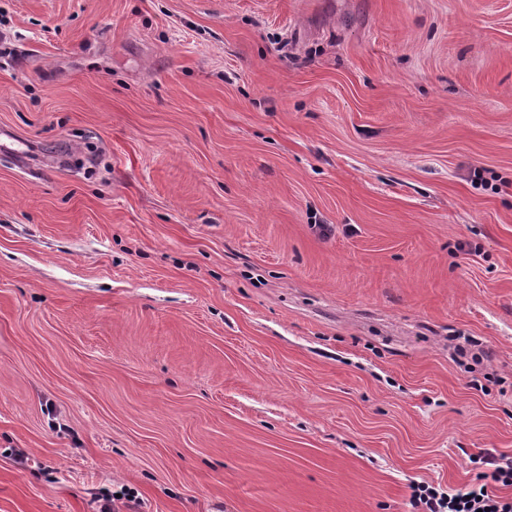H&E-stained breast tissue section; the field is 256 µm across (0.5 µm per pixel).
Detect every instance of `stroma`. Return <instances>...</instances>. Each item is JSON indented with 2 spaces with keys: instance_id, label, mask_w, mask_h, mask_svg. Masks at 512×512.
I'll return each instance as SVG.
<instances>
[{
  "instance_id": "1",
  "label": "stroma",
  "mask_w": 512,
  "mask_h": 512,
  "mask_svg": "<svg viewBox=\"0 0 512 512\" xmlns=\"http://www.w3.org/2000/svg\"><path fill=\"white\" fill-rule=\"evenodd\" d=\"M501 454L512 0H0V512H410Z\"/></svg>"
}]
</instances>
